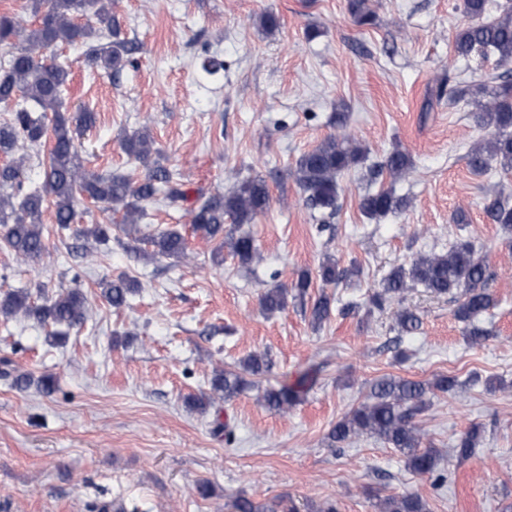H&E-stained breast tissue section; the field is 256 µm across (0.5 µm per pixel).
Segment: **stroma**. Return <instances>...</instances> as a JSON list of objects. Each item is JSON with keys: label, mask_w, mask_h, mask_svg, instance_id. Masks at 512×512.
Here are the masks:
<instances>
[{"label": "stroma", "mask_w": 512, "mask_h": 512, "mask_svg": "<svg viewBox=\"0 0 512 512\" xmlns=\"http://www.w3.org/2000/svg\"><path fill=\"white\" fill-rule=\"evenodd\" d=\"M373 24L351 18L347 0H112L128 36L140 44L132 65L110 75L85 65L83 51L57 46L44 58L71 63L67 107L96 114L78 141L83 165L140 179L142 165L121 148L124 135L149 128L162 162L180 175L185 201L146 204L142 234L179 230L188 257L156 255L142 241L130 251L120 214L78 199L77 228L108 224L103 242L78 241L43 214L46 252L23 261L0 243V294L28 291L36 301L77 289L89 309L79 328L47 336L34 320L0 317V512H228L229 499H285L295 512H378L391 495L413 493L430 512H512V230L486 221L487 197L512 199V173L472 174L467 153L483 135L470 101L428 102L435 78L466 84L512 78L494 58L463 61L453 37L465 23L460 0H370ZM274 13L276 30L258 18ZM223 69L210 74L204 60ZM346 131L367 146L365 161L339 178L329 228L305 207L291 172L297 159ZM413 167L397 194L403 212L363 216L360 193L390 183L378 166L394 150ZM259 177L268 210L246 225L258 247L249 266L215 258L216 242L196 236L198 196ZM465 208V228L451 224ZM486 257L492 306L479 323L490 335L470 344L455 304L423 289L384 310L369 296L391 267L419 253L447 250L456 235ZM357 275L329 286L332 311L312 325L297 302L269 314L262 293L288 288L325 257ZM127 276L138 288L115 308L101 279ZM414 310L419 331L399 336L396 316ZM271 365L247 374L231 399L213 395L216 371L240 370L251 353ZM312 389L288 411L263 402L266 391L306 369ZM28 388L15 384L19 374ZM458 386L435 393L417 418L423 447L440 458L443 487L410 471L404 454L376 437L331 447L336 421L364 401L382 376ZM53 390L42 393L41 380ZM482 428L478 452L460 461L456 438ZM234 432L226 441L225 429Z\"/></svg>", "instance_id": "1"}]
</instances>
